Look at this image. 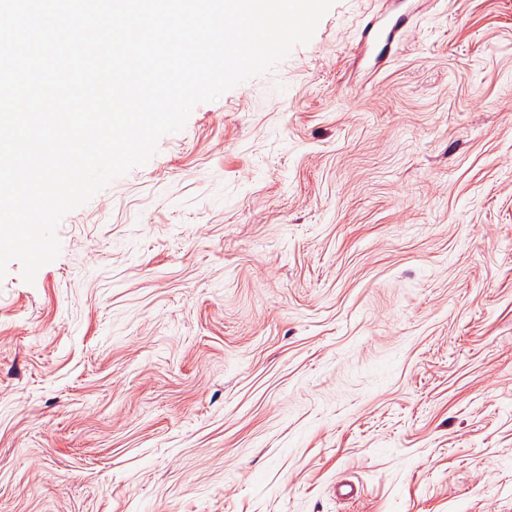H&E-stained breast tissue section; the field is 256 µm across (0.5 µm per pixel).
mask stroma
Listing matches in <instances>:
<instances>
[{"label":"stroma","mask_w":512,"mask_h":512,"mask_svg":"<svg viewBox=\"0 0 512 512\" xmlns=\"http://www.w3.org/2000/svg\"><path fill=\"white\" fill-rule=\"evenodd\" d=\"M335 0L0 279V512H512V0ZM408 19L407 15L402 14L394 18L391 22L382 25L380 24V18H372L364 24L362 38L364 41H367L369 38L381 41V38H383L384 43L380 52L387 53L390 50L395 32L402 28L408 22Z\"/></svg>","instance_id":"35a3bbf8"}]
</instances>
